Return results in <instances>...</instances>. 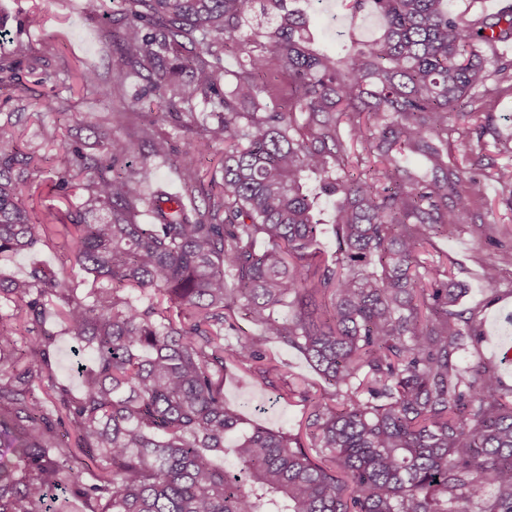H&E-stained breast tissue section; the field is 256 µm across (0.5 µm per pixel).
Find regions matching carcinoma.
<instances>
[{
  "mask_svg": "<svg viewBox=\"0 0 512 512\" xmlns=\"http://www.w3.org/2000/svg\"><path fill=\"white\" fill-rule=\"evenodd\" d=\"M350 3L384 26L333 58L290 0H120V68L80 80L123 110L104 116L98 151L61 143L73 175L51 189L81 191L64 220L22 203L46 158L7 147L13 114L0 119V257L56 232L110 284L80 295L38 262L0 275L14 304L0 315V512H57L58 489L79 512H512V390L483 362L459 365L481 324L455 309L447 267L420 259L485 200L458 165L470 132L448 113L482 112L491 129L484 99L512 92V61L485 50L512 39V14L464 24L446 0ZM9 44L0 89L23 96L36 57L20 32ZM227 53L239 64L225 91ZM150 93L172 131L143 111ZM133 116L137 161L111 133ZM174 135L177 193L153 164ZM219 147L222 182L206 185L199 159ZM309 174L336 197L330 262ZM484 177L512 208V166ZM501 260L512 250L492 254L488 280ZM240 312L258 334L237 332ZM58 325L92 356L77 393L57 375ZM271 340L324 385L290 381ZM232 368L303 402L305 432L247 422L224 399Z\"/></svg>",
  "mask_w": 512,
  "mask_h": 512,
  "instance_id": "cac0c4a2",
  "label": "carcinoma"
}]
</instances>
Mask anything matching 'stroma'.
Returning a JSON list of instances; mask_svg holds the SVG:
<instances>
[{"label": "stroma", "instance_id": "obj_1", "mask_svg": "<svg viewBox=\"0 0 512 512\" xmlns=\"http://www.w3.org/2000/svg\"><path fill=\"white\" fill-rule=\"evenodd\" d=\"M81 0H0V24L10 32H17L25 15L40 8L44 17L41 28L30 30L28 37L40 59L43 70L54 72L69 66L98 67L108 72L119 65V58L107 51L102 38L103 29L112 25L110 19L89 17L80 8ZM310 28L319 44L330 54H345L352 41L364 40L378 34L381 20L377 15H352L342 0H303L301 4ZM31 89L23 102L24 110L19 128L21 149L46 156V169L64 172L68 161L60 144L80 140L94 144L93 127L104 110L94 96L79 90L68 94L69 109L56 114L45 111L44 98L50 95V86H37L32 76H25ZM487 207L481 208L474 223L465 224L435 240L430 247L431 257H442L453 271V277L463 288L460 306L474 312L482 324L483 339L462 352L463 363L482 359L496 368L506 386L512 388V364L503 363L495 355L488 340L492 327L506 315H512V266L503 265L496 280H487L485 262L490 254L487 236L491 233L512 234V210L501 203V187L488 182ZM40 260L48 269L68 276L88 288L91 277L74 264L65 238L56 236L38 255L19 253L0 258V274L24 275L32 260ZM224 397L237 406L247 418L271 429L284 428L291 432L302 430L305 410L302 404L278 398L273 390L257 386L242 372L228 374L224 379Z\"/></svg>", "mask_w": 512, "mask_h": 512}]
</instances>
